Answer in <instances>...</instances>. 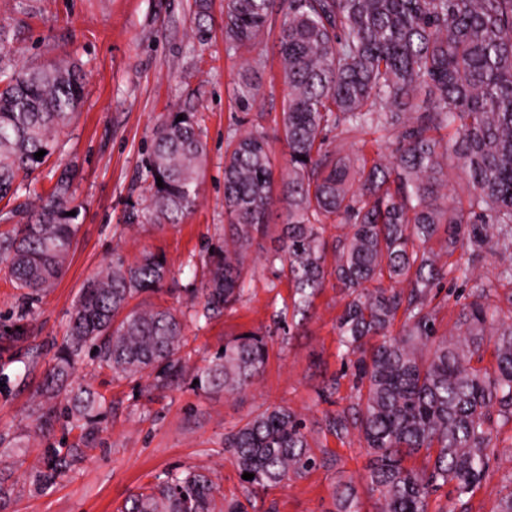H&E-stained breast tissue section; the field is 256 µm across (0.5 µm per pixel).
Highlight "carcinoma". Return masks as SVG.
Segmentation results:
<instances>
[{
  "mask_svg": "<svg viewBox=\"0 0 512 512\" xmlns=\"http://www.w3.org/2000/svg\"><path fill=\"white\" fill-rule=\"evenodd\" d=\"M278 23L282 78L288 94L274 136L252 125L228 134L224 154V244L205 259L207 281L190 288L200 300L190 317L206 322L249 292L242 276L250 249L267 236V215L285 211L278 247L266 257L292 290L291 312L274 324L304 325L315 297L334 280L345 294L336 319L342 359L353 368L357 394L325 414L321 430L342 442L357 434L371 456L364 479L375 512H429L432 494L452 486L468 505L496 453L494 429L512 426V0H224L228 53L251 52ZM258 59L241 66L237 97L255 100ZM77 65L61 58L31 68L13 65L0 31V201L22 195L38 202L24 224L0 229V268L34 296L62 277L77 225L75 165L50 187L18 180L41 168L60 147L83 95ZM183 120H177L178 116ZM390 130L388 154H342L329 133ZM282 141L288 167L275 180L271 138ZM40 150L46 154L35 159ZM206 143L190 107L154 130L147 160L145 207L132 220L179 224L198 205ZM451 175L466 179L467 206L448 195ZM162 179L163 187L157 186ZM339 234L326 238L329 228ZM489 255L510 256L493 278L481 273ZM164 255L119 253L82 288L66 337L46 373L40 428L67 417L80 442L45 449L29 476L38 494L66 475L99 432L96 398L78 391L54 402L84 354L112 377L154 374L152 386L183 376L184 323L163 305L130 306L162 290ZM461 283L455 328L440 332L434 300L444 283ZM403 323L393 331L397 316ZM271 333L248 332L224 343L193 376L194 388L229 395L259 381ZM494 367L477 366L484 347ZM242 494L215 495L209 475L177 471L130 496L121 512H249L259 491L337 463L314 448L302 416L269 406L224 434ZM425 452L426 465L407 459ZM334 512H361L356 483L336 484Z\"/></svg>",
  "mask_w": 512,
  "mask_h": 512,
  "instance_id": "cac0c4a2",
  "label": "carcinoma"
}]
</instances>
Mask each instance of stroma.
Returning <instances> with one entry per match:
<instances>
[{"instance_id":"1","label":"stroma","mask_w":512,"mask_h":512,"mask_svg":"<svg viewBox=\"0 0 512 512\" xmlns=\"http://www.w3.org/2000/svg\"><path fill=\"white\" fill-rule=\"evenodd\" d=\"M206 28L199 40L197 28ZM0 28L13 36L18 66L64 55L83 71L78 115L62 134L60 154L47 163L60 169L77 160L74 179L80 205L79 230L64 277L34 302L26 336L11 343L7 330L18 321L24 300L0 271V472L9 477L10 497L0 512H120L125 500L167 473L197 469L208 474L224 496L241 491L224 435L271 405L302 414L313 438L328 409L350 404L352 376L338 353L336 318L345 303L339 288L326 286L311 318L286 341H273L257 386L229 396L198 391L188 380L169 389H151L148 376L113 379L108 369L83 359L69 380L100 399L105 419L83 461L43 493L29 492V475L46 448H67L80 431L66 420L40 429L36 418L44 373L62 344L69 313L84 284L121 252L134 259L150 250L166 256L170 274L160 294L145 303L188 311L191 282L202 280V260L222 243L224 152L227 136L240 125L275 130L287 88L283 83L276 32L266 33L254 55L262 61L260 91L242 107L236 98L240 59L224 43V0H210L206 15L194 0H0ZM200 103L199 124L207 143V164L198 206L179 224L129 225L132 204L149 192L146 160L152 130L167 113ZM273 238L252 247L244 276L248 297L211 322L185 320L188 370L204 366L224 342L265 329L275 311L290 301L287 279H275L265 261ZM194 267H187V260ZM340 385L333 403L318 397L324 380ZM337 457L320 469L260 493L254 512H331L332 488L340 478L362 481L368 456L358 436L328 439ZM512 464V429L498 434L497 454L470 501V512H496Z\"/></svg>"}]
</instances>
